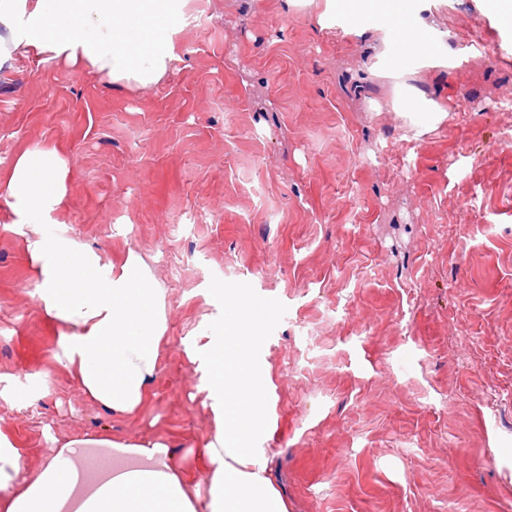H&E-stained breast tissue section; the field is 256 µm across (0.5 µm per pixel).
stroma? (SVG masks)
<instances>
[{"label": "stroma", "mask_w": 512, "mask_h": 512, "mask_svg": "<svg viewBox=\"0 0 512 512\" xmlns=\"http://www.w3.org/2000/svg\"><path fill=\"white\" fill-rule=\"evenodd\" d=\"M325 0H189L157 83L62 60L0 71V176L25 149L68 160L48 233L102 264L135 251L161 292V369L111 412L56 359L26 243L0 199V433L16 484L67 441H162L188 487L213 429L187 355L219 292L264 302L269 476L288 512H512V25L490 0H412L429 50L402 81L445 111L415 136L394 108L386 21ZM46 390L23 397L37 376Z\"/></svg>", "instance_id": "1"}]
</instances>
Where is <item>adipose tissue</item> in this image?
Segmentation results:
<instances>
[{
	"label": "adipose tissue",
	"instance_id": "obj_1",
	"mask_svg": "<svg viewBox=\"0 0 512 512\" xmlns=\"http://www.w3.org/2000/svg\"><path fill=\"white\" fill-rule=\"evenodd\" d=\"M187 0H0V69L14 56L52 51L70 64L115 83L159 82L178 48ZM422 25L390 20L386 55L395 76L409 58L425 53ZM399 106L416 135L446 116L418 90L402 86ZM69 165L56 149L24 150L0 178V195L17 223L44 224L64 205ZM26 250L39 280L45 314L67 325L58 338L59 355L84 395L119 414L143 404L161 363L166 317L152 276L135 252L120 269L75 240L39 234ZM229 317L209 336V406L214 428L203 455L210 466L209 512H288L269 477L261 442L270 432L266 409L269 371L257 364L253 348L268 307L238 294L226 295ZM65 443L37 477L20 490L10 488L17 451L0 435V512H63L79 473L75 447ZM123 453L148 460V468L115 471L81 504L78 512H196L192 494L165 443H117Z\"/></svg>",
	"mask_w": 512,
	"mask_h": 512
}]
</instances>
